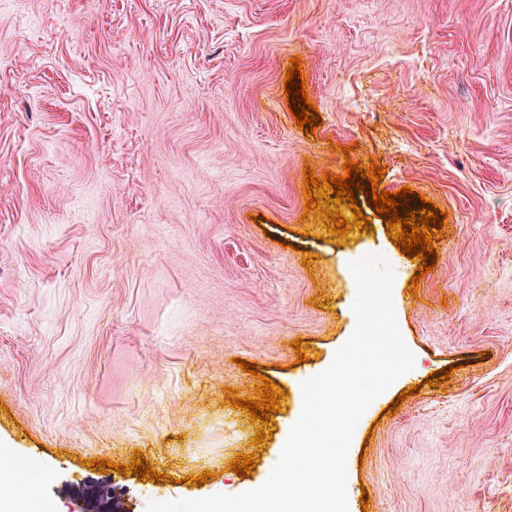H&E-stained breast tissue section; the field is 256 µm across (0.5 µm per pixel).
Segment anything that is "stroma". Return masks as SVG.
Masks as SVG:
<instances>
[{"instance_id": "1", "label": "stroma", "mask_w": 512, "mask_h": 512, "mask_svg": "<svg viewBox=\"0 0 512 512\" xmlns=\"http://www.w3.org/2000/svg\"><path fill=\"white\" fill-rule=\"evenodd\" d=\"M348 161L446 212L425 277L364 194L343 238L306 209L305 169ZM367 254L415 366L354 431L349 512H512V0H0V443L42 512L263 484ZM264 377L260 423L226 391ZM136 453L163 481L118 472Z\"/></svg>"}]
</instances>
